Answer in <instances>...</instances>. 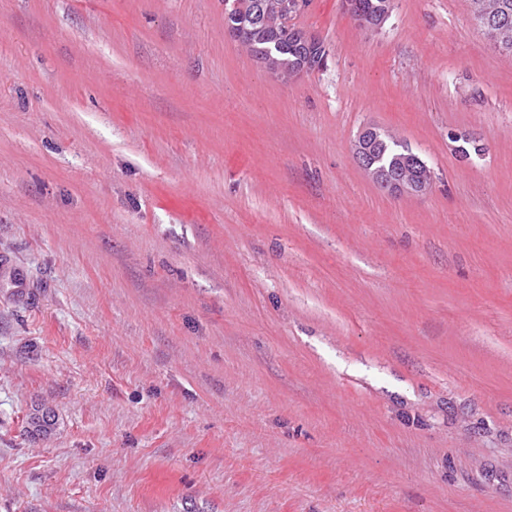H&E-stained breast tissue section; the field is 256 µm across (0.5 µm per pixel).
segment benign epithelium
I'll list each match as a JSON object with an SVG mask.
<instances>
[{"label":"benign epithelium","mask_w":512,"mask_h":512,"mask_svg":"<svg viewBox=\"0 0 512 512\" xmlns=\"http://www.w3.org/2000/svg\"><path fill=\"white\" fill-rule=\"evenodd\" d=\"M474 22L484 35L505 53L512 47V22L496 19L486 13L483 0H470ZM393 10V0H384L380 10L371 17H359L355 23L362 30L375 32L383 27ZM389 135L379 128L368 125L364 127L352 143V153L358 164L366 170L373 182L387 192L397 196H421L431 187L430 177H421L413 171L395 173L377 162L378 148L385 144Z\"/></svg>","instance_id":"7a95c632"}]
</instances>
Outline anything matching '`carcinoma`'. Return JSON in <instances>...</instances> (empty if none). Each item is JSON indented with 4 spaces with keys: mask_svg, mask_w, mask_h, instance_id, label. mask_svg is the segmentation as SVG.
<instances>
[{
    "mask_svg": "<svg viewBox=\"0 0 512 512\" xmlns=\"http://www.w3.org/2000/svg\"><path fill=\"white\" fill-rule=\"evenodd\" d=\"M272 0H224V25L255 59L277 76H290L308 57L323 66L327 50L323 45L308 47L299 40L302 29L294 23L297 8L286 13L269 9ZM381 0H352L353 15L368 17L379 9Z\"/></svg>",
    "mask_w": 512,
    "mask_h": 512,
    "instance_id": "cac0c4a2",
    "label": "carcinoma"
}]
</instances>
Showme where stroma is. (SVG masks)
Returning <instances> with one entry per match:
<instances>
[{"label": "stroma", "mask_w": 512, "mask_h": 512, "mask_svg": "<svg viewBox=\"0 0 512 512\" xmlns=\"http://www.w3.org/2000/svg\"><path fill=\"white\" fill-rule=\"evenodd\" d=\"M295 23L285 82L224 0H0V512H512V60ZM389 135L382 132L378 127L365 126L352 143V153L358 164L366 170L373 182L387 192L397 196H421L426 194L431 187V178L421 177L412 171L395 173L397 167L394 161L395 154L399 147L392 142L386 150L378 148L385 145ZM380 163L377 162V158ZM390 167L391 169L385 167Z\"/></svg>", "instance_id": "35a3bbf8"}]
</instances>
